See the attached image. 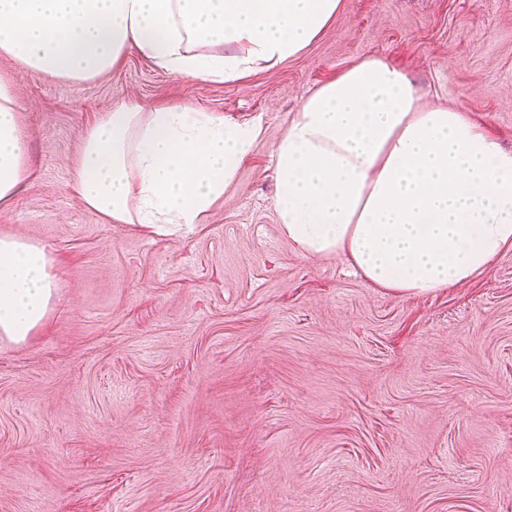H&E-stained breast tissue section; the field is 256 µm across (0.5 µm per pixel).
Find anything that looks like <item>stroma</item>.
Returning <instances> with one entry per match:
<instances>
[{"label": "stroma", "mask_w": 512, "mask_h": 512, "mask_svg": "<svg viewBox=\"0 0 512 512\" xmlns=\"http://www.w3.org/2000/svg\"><path fill=\"white\" fill-rule=\"evenodd\" d=\"M364 56L512 149V0H343L299 56L232 83L133 51L84 81L29 76L0 53L33 173L0 236L44 246L59 283L43 330L0 342V512H512V250L426 296L301 257L271 138L189 233L105 223L70 189L118 104L273 135Z\"/></svg>", "instance_id": "35a3bbf8"}]
</instances>
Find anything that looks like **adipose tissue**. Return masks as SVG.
<instances>
[{"mask_svg":"<svg viewBox=\"0 0 512 512\" xmlns=\"http://www.w3.org/2000/svg\"><path fill=\"white\" fill-rule=\"evenodd\" d=\"M341 0H0V53L24 73L94 78L135 50L184 79L230 82L295 58ZM267 135L168 105L121 104L84 134L73 188L105 222L159 235L209 216ZM13 88L0 82V204L31 179ZM276 214L305 257L334 254L367 283L425 296L512 249V151L469 114L422 103L369 56L315 88L274 141ZM31 240L0 237V341L47 322L57 281Z\"/></svg>","mask_w":512,"mask_h":512,"instance_id":"1","label":"adipose tissue"}]
</instances>
